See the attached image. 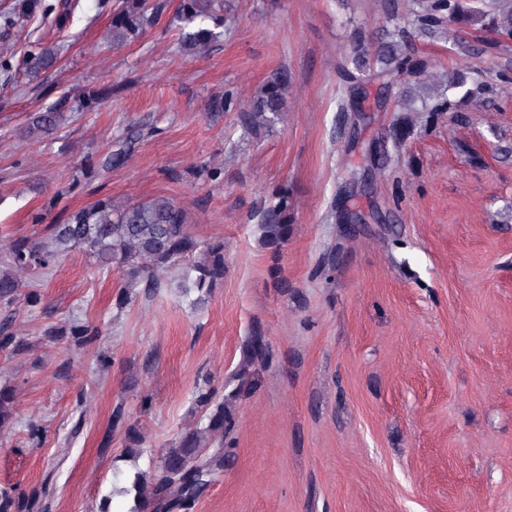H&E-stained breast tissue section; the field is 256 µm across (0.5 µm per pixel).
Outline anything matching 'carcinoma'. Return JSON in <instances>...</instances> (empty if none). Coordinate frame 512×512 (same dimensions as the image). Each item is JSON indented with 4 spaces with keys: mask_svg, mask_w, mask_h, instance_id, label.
I'll use <instances>...</instances> for the list:
<instances>
[{
    "mask_svg": "<svg viewBox=\"0 0 512 512\" xmlns=\"http://www.w3.org/2000/svg\"><path fill=\"white\" fill-rule=\"evenodd\" d=\"M412 24L421 34L434 33L448 22L467 27L473 16L462 0H413ZM37 0H18V4L0 13V27L10 28L33 16L31 8ZM161 7L147 5V0H122L112 12V48L119 49L140 38L147 29L158 24ZM175 20L182 30L177 46L184 55L197 56L217 42L225 26L224 0H179ZM497 34L512 38V6L500 10L489 20ZM405 30L395 27L383 33L381 42L369 49L362 37L350 53L343 57L341 69L353 89L360 83L378 81L383 87L395 85L407 94L411 83H423L428 78L427 66L406 52ZM63 52L60 44L46 45L38 40L29 42L25 65L31 79L51 71ZM470 72H462L451 81L436 82V102L429 112L449 109L448 90H463L462 97L471 98L475 89L468 86ZM288 91V77L277 73L264 84L242 113L245 130L255 135L271 128L283 112ZM104 103L95 89L86 88L73 98H60L40 112L30 115L27 131L50 135L67 120L65 109L93 112ZM237 108L233 94L226 93L210 102L215 113ZM147 135L138 126L126 129L116 137L108 151L87 164H79L73 184L91 182L126 163L136 144ZM290 203L288 192L276 195L275 204L261 218L262 243L278 250L288 240ZM73 250L84 251L98 264L123 270L128 284L144 282L145 287L157 289L163 276L180 265L190 263L189 280L192 288L201 293L211 290L224 280V243L208 241L194 233L187 224L183 207L166 196L116 205L112 198L103 197L92 204L74 210L56 224H47L29 235L11 237L0 245V353L20 352L26 343L12 330L22 283L18 273L39 276L49 273L58 259ZM48 336H69L81 345H90L100 336V329L79 319L60 327L46 329ZM13 389L0 387V426L13 418ZM195 402L201 409L205 426L182 435L161 456V476L153 492V512H173L182 503L196 500L224 471V428L227 423L224 397L205 385L197 388ZM114 427L125 429L132 446H139L136 427L126 424L122 408L112 411Z\"/></svg>",
    "mask_w": 512,
    "mask_h": 512,
    "instance_id": "obj_1",
    "label": "carcinoma"
}]
</instances>
